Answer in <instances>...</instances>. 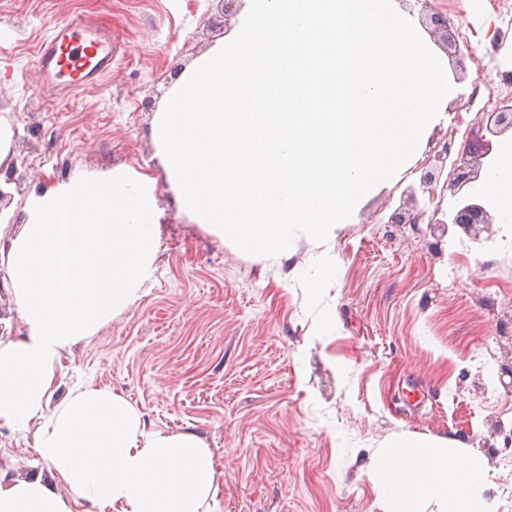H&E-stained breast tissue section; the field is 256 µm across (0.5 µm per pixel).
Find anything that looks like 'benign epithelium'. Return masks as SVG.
<instances>
[{
    "label": "benign epithelium",
    "instance_id": "7a95c632",
    "mask_svg": "<svg viewBox=\"0 0 512 512\" xmlns=\"http://www.w3.org/2000/svg\"><path fill=\"white\" fill-rule=\"evenodd\" d=\"M434 30L448 32L452 20L448 11L436 10L428 15ZM512 129V99L508 98L489 113L488 121L473 123L468 130L464 146L457 152L453 161H448L452 145L446 141L441 149L434 152L431 168L424 171L419 186L407 187L403 192L402 203L389 216V224H411L414 228L427 224L429 231L448 232V225L453 224L467 233L476 227L490 223L485 207L474 197L462 194L464 187L477 181L483 168V159L492 152V143L486 134ZM15 165L0 166V208L9 204L11 193L5 187L17 183ZM453 199L450 210L442 208L445 196Z\"/></svg>",
    "mask_w": 512,
    "mask_h": 512
}]
</instances>
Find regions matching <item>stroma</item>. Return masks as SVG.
<instances>
[{
    "mask_svg": "<svg viewBox=\"0 0 512 512\" xmlns=\"http://www.w3.org/2000/svg\"><path fill=\"white\" fill-rule=\"evenodd\" d=\"M79 16L109 30L112 73L55 98L38 83L37 48ZM448 56L458 92L447 116H483L479 63L512 71V30ZM225 39L215 0H0V116L11 124L21 191L7 205L21 229L30 197L73 170L126 169L163 180L154 112L175 72ZM55 111H48V104ZM364 203L328 246L336 277L311 290L316 250L297 241L269 263L196 224L160 191L155 271L142 297L61 357L51 404L107 385L146 431L190 433L214 457L217 512H388L368 476L381 444L410 432L456 439L487 471L486 497L512 512V245L500 227L440 238L389 223L429 159ZM32 438L0 429V479L46 471Z\"/></svg>",
    "mask_w": 512,
    "mask_h": 512,
    "instance_id": "35a3bbf8",
    "label": "stroma"
}]
</instances>
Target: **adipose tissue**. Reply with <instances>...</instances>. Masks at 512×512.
<instances>
[{
	"mask_svg": "<svg viewBox=\"0 0 512 512\" xmlns=\"http://www.w3.org/2000/svg\"><path fill=\"white\" fill-rule=\"evenodd\" d=\"M512 235V137L473 187ZM14 236L0 229L21 339L0 337V426L33 431L34 448L57 486L41 476L0 485V512H70L59 485L96 512H213L214 458L192 434L146 432L139 414L107 387L70 392L48 410L62 352L139 297L153 273L159 209L154 180L74 171L24 208ZM38 430H31V423ZM458 441L400 435L371 477L391 512H495L483 496L484 468Z\"/></svg>",
	"mask_w": 512,
	"mask_h": 512,
	"instance_id": "ef3b65f1",
	"label": "adipose tissue"
}]
</instances>
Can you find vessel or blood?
<instances>
[{
    "mask_svg": "<svg viewBox=\"0 0 512 512\" xmlns=\"http://www.w3.org/2000/svg\"><path fill=\"white\" fill-rule=\"evenodd\" d=\"M38 69L45 83L65 97L96 86L112 69V36L81 18L54 27L38 51Z\"/></svg>",
    "mask_w": 512,
    "mask_h": 512,
    "instance_id": "b4317fda",
    "label": "vessel or blood"
}]
</instances>
